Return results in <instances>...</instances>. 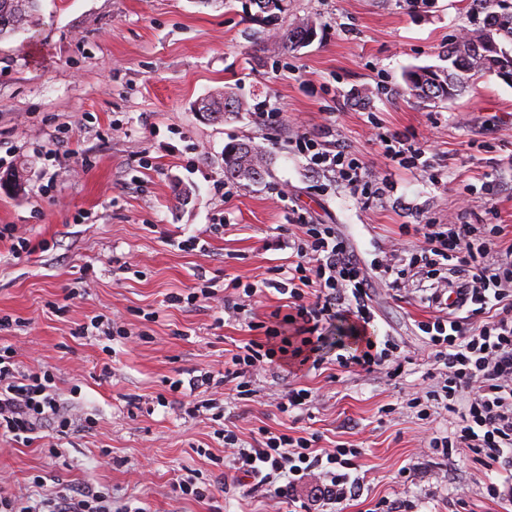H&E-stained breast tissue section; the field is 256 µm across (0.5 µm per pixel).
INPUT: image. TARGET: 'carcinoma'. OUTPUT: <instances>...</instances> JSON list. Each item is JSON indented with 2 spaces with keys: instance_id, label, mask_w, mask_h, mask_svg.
Segmentation results:
<instances>
[{
  "instance_id": "obj_1",
  "label": "carcinoma",
  "mask_w": 512,
  "mask_h": 512,
  "mask_svg": "<svg viewBox=\"0 0 512 512\" xmlns=\"http://www.w3.org/2000/svg\"><path fill=\"white\" fill-rule=\"evenodd\" d=\"M468 9L484 15L481 26L448 42L442 60L448 66L413 68L405 72L403 93L418 103L453 100L482 74L512 73V3L509 0H468ZM40 0H0V41L41 25ZM316 34V23L303 18L283 30L280 40L292 48ZM245 103L233 89L217 92L202 101L199 111L212 121L237 116ZM267 150L248 140L224 148V177L238 183L260 182L268 172Z\"/></svg>"
}]
</instances>
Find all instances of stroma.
Returning a JSON list of instances; mask_svg holds the SVG:
<instances>
[{
	"label": "stroma",
	"instance_id": "stroma-1",
	"mask_svg": "<svg viewBox=\"0 0 512 512\" xmlns=\"http://www.w3.org/2000/svg\"><path fill=\"white\" fill-rule=\"evenodd\" d=\"M42 15L37 31L0 42V178L27 169L21 191L0 186V227L25 244L17 258L0 246V318L14 321L0 338L23 365L51 371L93 427L63 439L55 456L44 438H0V489L37 499L91 482L150 512H265L263 490L217 463L224 445L212 422L157 403L170 382L223 369L226 354L264 332L220 322L216 301L192 310L168 294L205 280L220 290L229 275L284 281L301 213L335 225L369 263L389 260L404 224H498L512 243V85L485 74L438 105L402 95L405 71L439 65L449 39L478 24L466 0H286L273 15L251 0H42ZM302 18L315 21V39L284 50L275 34ZM227 87L245 110L204 119L196 103ZM260 112L278 119L258 122ZM301 132L348 149L380 193L363 200L313 171L296 149ZM383 134L423 148L416 167L386 159ZM234 140L270 151L262 183L226 181ZM371 305L379 336L412 359L400 376L339 367V322L319 368L255 378L254 396L239 403L234 384L212 389L228 402L225 426L246 441L265 426L317 434L322 448H361L367 483L344 512H374L398 493L413 512H512L486 493L512 477L503 468L456 455L447 489L431 478L425 441L457 419L445 411L422 421L405 403L427 370L418 324L439 309L431 280L397 291L376 281ZM95 317L124 337H79ZM294 382L316 397L280 413L271 395ZM408 465L416 472L405 483ZM195 472L223 474L224 493L179 499L176 479Z\"/></svg>",
	"mask_w": 512,
	"mask_h": 512
}]
</instances>
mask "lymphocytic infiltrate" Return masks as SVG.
Listing matches in <instances>:
<instances>
[{"instance_id": "1", "label": "lymphocytic infiltrate", "mask_w": 512, "mask_h": 512, "mask_svg": "<svg viewBox=\"0 0 512 512\" xmlns=\"http://www.w3.org/2000/svg\"><path fill=\"white\" fill-rule=\"evenodd\" d=\"M296 145L311 168L333 173L342 182L374 194L363 182L361 166L347 152H329L305 135ZM294 259L285 281L262 279L241 284L230 278L224 311L232 320L250 319L266 287L289 295L290 313L278 319L265 340H247L224 362V381L249 387L254 375L281 367L295 371L318 368L326 330L335 322L347 325L354 352L338 359L351 373H371L388 366L402 368L400 347L379 339L369 305L373 286L365 262L329 224L296 219ZM403 241L384 273L404 283L416 268L425 278L439 279L455 269L468 285L473 319L451 313L420 322L432 349L431 384L413 393L408 403L421 416L446 410L456 414L454 429L432 436V455H464L485 468L500 463L512 451V244L502 245L497 224H407ZM81 419L59 400L54 375L47 370L21 369L12 346H0V435L25 442L43 431L64 436L80 428ZM224 444V462L263 488L273 508L292 506L293 512H312L314 503L341 506L361 496L365 479L354 472L362 451L343 444L317 449V435L292 436L262 427L253 442L230 429L217 430ZM311 489L310 501H299L298 487ZM0 512H147L130 503L114 505L103 489L82 484L43 495L33 502L22 495H0Z\"/></svg>"}]
</instances>
